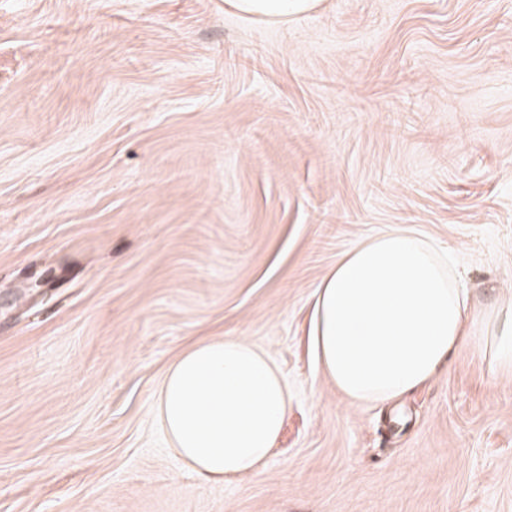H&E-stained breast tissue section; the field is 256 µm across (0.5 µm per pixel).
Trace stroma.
<instances>
[{"mask_svg":"<svg viewBox=\"0 0 512 512\" xmlns=\"http://www.w3.org/2000/svg\"><path fill=\"white\" fill-rule=\"evenodd\" d=\"M398 228L512 301V0H0V512H512L491 354L382 405L320 367L317 288ZM221 336L290 408L207 482L155 404ZM320 0H225L229 10L246 17L286 23L291 17L313 11Z\"/></svg>","mask_w":512,"mask_h":512,"instance_id":"35a3bbf8","label":"stroma"}]
</instances>
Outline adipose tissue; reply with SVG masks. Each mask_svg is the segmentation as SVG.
Masks as SVG:
<instances>
[{
  "label": "adipose tissue",
  "mask_w": 512,
  "mask_h": 512,
  "mask_svg": "<svg viewBox=\"0 0 512 512\" xmlns=\"http://www.w3.org/2000/svg\"><path fill=\"white\" fill-rule=\"evenodd\" d=\"M320 0H225L246 17L284 23ZM312 336L323 371L348 397L397 399L437 376L464 343L492 342L512 372V305L474 311L448 253L396 229L342 256L317 289ZM159 423L174 451L207 481L240 479L274 448L288 414L280 369L235 336L189 345L157 391Z\"/></svg>",
  "instance_id": "ef3b65f1"
}]
</instances>
